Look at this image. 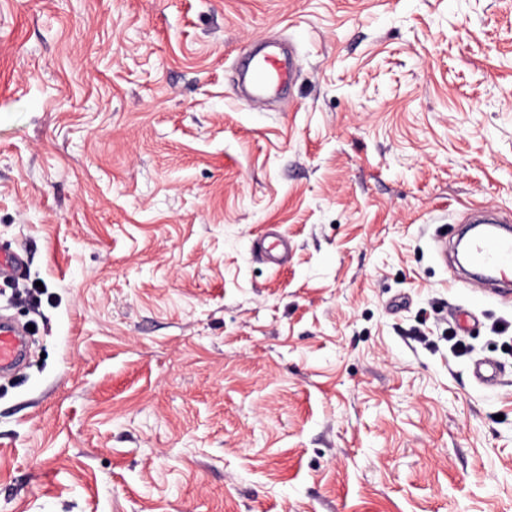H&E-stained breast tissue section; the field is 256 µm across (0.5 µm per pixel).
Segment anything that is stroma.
I'll return each mask as SVG.
<instances>
[{
  "mask_svg": "<svg viewBox=\"0 0 512 512\" xmlns=\"http://www.w3.org/2000/svg\"><path fill=\"white\" fill-rule=\"evenodd\" d=\"M484 207L512 0H0V512H512V298L433 242ZM292 62L288 68L280 55L272 51L263 58L252 57L247 62L246 75L252 88V105L258 106L270 93L277 91L291 77ZM274 238V242L268 247H265L264 240L259 243V247L264 252L269 262L280 265L288 261L290 244L286 236L275 234ZM27 352L25 333L12 323L0 320V373L5 374L17 368Z\"/></svg>",
  "mask_w": 512,
  "mask_h": 512,
  "instance_id": "35a3bbf8",
  "label": "stroma"
}]
</instances>
